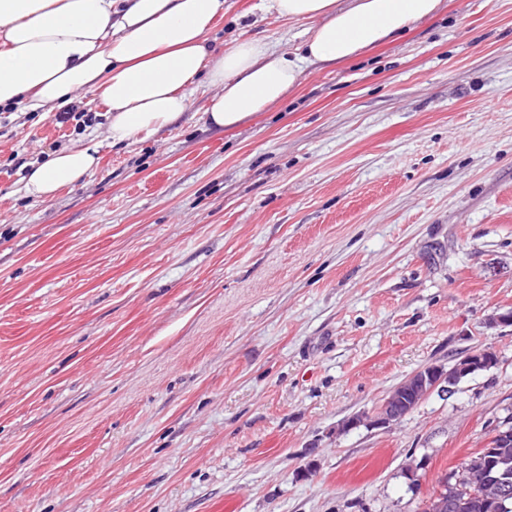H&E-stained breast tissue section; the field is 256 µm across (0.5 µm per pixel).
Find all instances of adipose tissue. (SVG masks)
I'll return each instance as SVG.
<instances>
[{
  "label": "adipose tissue",
  "mask_w": 512,
  "mask_h": 512,
  "mask_svg": "<svg viewBox=\"0 0 512 512\" xmlns=\"http://www.w3.org/2000/svg\"><path fill=\"white\" fill-rule=\"evenodd\" d=\"M442 0H269L279 18L310 22L300 52L266 40L217 51L209 38L224 0H0V107L52 112L87 92L107 108L109 135L128 143L179 120L201 79L219 94L205 112L221 130L278 102L303 64L335 65L435 15ZM98 165L77 145L33 164L28 196L53 199Z\"/></svg>",
  "instance_id": "adipose-tissue-1"
}]
</instances>
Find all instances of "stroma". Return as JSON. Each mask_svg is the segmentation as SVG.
<instances>
[{
  "instance_id": "stroma-1",
  "label": "stroma",
  "mask_w": 512,
  "mask_h": 512,
  "mask_svg": "<svg viewBox=\"0 0 512 512\" xmlns=\"http://www.w3.org/2000/svg\"><path fill=\"white\" fill-rule=\"evenodd\" d=\"M308 28L225 0L210 39ZM217 92L128 144L89 92L81 129L0 121V512H423L512 416V0H443L221 132ZM75 144L95 172L27 196L18 160ZM491 351H483L467 355L459 359L452 367L445 370L439 365L425 366L401 382L391 393V395L383 402L381 407L373 416L367 414H358L347 421L346 427H356L364 423L366 418L376 426H387L392 422L398 421L407 413L406 401L402 395H394L397 390H404L410 387L421 389L424 395L432 393L444 382L450 386L456 385L460 379L466 375L474 374L484 369L490 368L497 364V358L490 354ZM412 392L408 395L407 400L411 411L425 397ZM410 411V412H411ZM409 412V413H410Z\"/></svg>"
}]
</instances>
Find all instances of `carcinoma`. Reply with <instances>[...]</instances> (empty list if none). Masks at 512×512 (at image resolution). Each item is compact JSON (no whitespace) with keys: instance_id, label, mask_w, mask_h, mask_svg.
<instances>
[{"instance_id":"cac0c4a2","label":"carcinoma","mask_w":512,"mask_h":512,"mask_svg":"<svg viewBox=\"0 0 512 512\" xmlns=\"http://www.w3.org/2000/svg\"><path fill=\"white\" fill-rule=\"evenodd\" d=\"M491 453L478 450L468 455L454 473L455 482L430 496L423 512H489L499 495L494 480L497 468L512 469V436L490 441Z\"/></svg>"}]
</instances>
